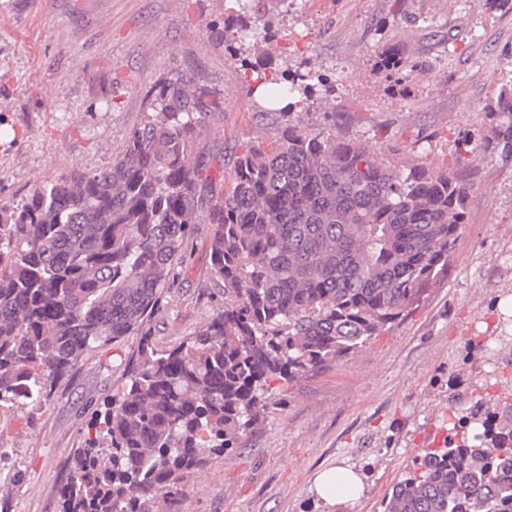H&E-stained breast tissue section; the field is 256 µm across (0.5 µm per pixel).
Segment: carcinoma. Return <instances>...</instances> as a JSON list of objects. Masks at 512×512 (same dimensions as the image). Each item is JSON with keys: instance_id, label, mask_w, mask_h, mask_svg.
I'll use <instances>...</instances> for the list:
<instances>
[{"instance_id": "cac0c4a2", "label": "carcinoma", "mask_w": 512, "mask_h": 512, "mask_svg": "<svg viewBox=\"0 0 512 512\" xmlns=\"http://www.w3.org/2000/svg\"><path fill=\"white\" fill-rule=\"evenodd\" d=\"M262 100L291 110L312 88L271 62H242ZM151 113L112 166L74 172L0 206V403L47 402L94 346L136 338L121 395L73 454L57 512H152L207 457L267 412L271 383L364 346L448 270L474 168L400 169L377 147L296 126L249 146L232 181L200 159L199 118L218 100L179 73L148 92ZM487 147L512 151V88ZM224 310L177 346L150 323L199 212ZM448 435L381 502L382 512H512V408Z\"/></svg>"}]
</instances>
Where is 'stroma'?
<instances>
[{
	"mask_svg": "<svg viewBox=\"0 0 512 512\" xmlns=\"http://www.w3.org/2000/svg\"><path fill=\"white\" fill-rule=\"evenodd\" d=\"M225 0H0V205L45 181L111 166L148 115L147 92L179 73L224 104L203 116L199 150L232 172L252 144L286 127L384 150L399 168L454 165L471 142L477 166L466 222L448 262L407 315L343 360L275 382L262 422L232 452L210 455L168 512H381L392 485L457 421L495 395L512 405V153L489 150L488 107L512 86V0H245L256 30L236 55L211 35ZM401 54L399 75L383 71ZM332 79L295 110L258 101L242 60ZM200 218L168 302L152 323L177 345L224 307ZM135 337L86 354L36 404L0 405V512H56L58 483L124 386ZM353 465V502L313 490L318 471Z\"/></svg>",
	"mask_w": 512,
	"mask_h": 512,
	"instance_id": "stroma-1",
	"label": "stroma"
}]
</instances>
